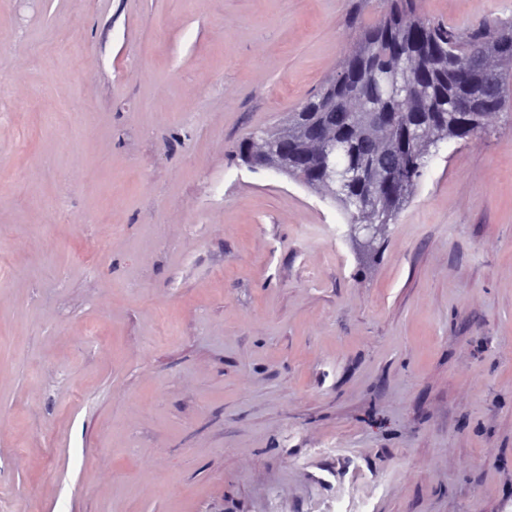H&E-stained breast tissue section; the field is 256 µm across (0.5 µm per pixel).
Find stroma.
<instances>
[{
	"instance_id": "obj_1",
	"label": "stroma",
	"mask_w": 512,
	"mask_h": 512,
	"mask_svg": "<svg viewBox=\"0 0 512 512\" xmlns=\"http://www.w3.org/2000/svg\"><path fill=\"white\" fill-rule=\"evenodd\" d=\"M355 2L0 0V512H512V112L367 262L239 155Z\"/></svg>"
}]
</instances>
